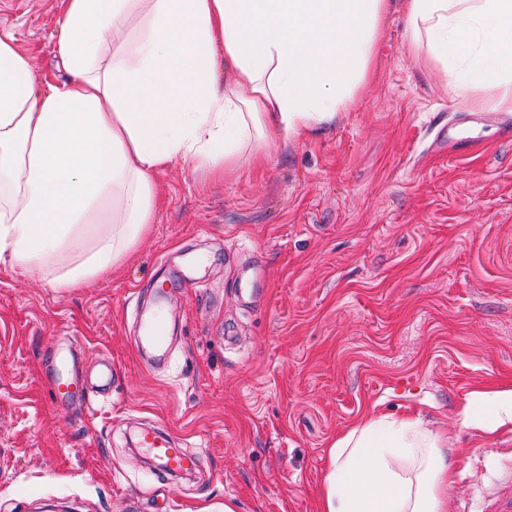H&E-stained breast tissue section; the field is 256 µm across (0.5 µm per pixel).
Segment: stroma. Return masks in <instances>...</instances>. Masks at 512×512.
I'll return each instance as SVG.
<instances>
[{"instance_id":"obj_1","label":"stroma","mask_w":512,"mask_h":512,"mask_svg":"<svg viewBox=\"0 0 512 512\" xmlns=\"http://www.w3.org/2000/svg\"><path fill=\"white\" fill-rule=\"evenodd\" d=\"M60 0H0L39 75ZM391 5L353 111L214 180L174 163L155 176L150 232L105 278L58 289L0 264V512H321L329 450L365 411L421 414L448 436V512H491L512 483V425L465 428L483 387L512 388V136L452 156L436 141L466 98L413 59ZM263 261L267 295L246 307L239 268ZM206 288L168 305L178 326L156 368L131 340L158 285ZM232 344H225L224 332ZM71 348L88 381L115 365L112 400L55 407L44 360ZM158 426L199 455L194 474L133 468Z\"/></svg>"}]
</instances>
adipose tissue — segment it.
Listing matches in <instances>:
<instances>
[{"instance_id":"adipose-tissue-1","label":"adipose tissue","mask_w":512,"mask_h":512,"mask_svg":"<svg viewBox=\"0 0 512 512\" xmlns=\"http://www.w3.org/2000/svg\"><path fill=\"white\" fill-rule=\"evenodd\" d=\"M390 0H60L57 58L38 78L0 37V263L29 273L71 255L50 283L110 275L145 236L155 174L223 175L356 104ZM144 9L148 32L111 39ZM417 57L473 109L512 112V0H403ZM494 91L485 101L483 91ZM464 427L512 423V389L472 392ZM448 438L419 417L369 411L330 450L322 512H446Z\"/></svg>"}]
</instances>
